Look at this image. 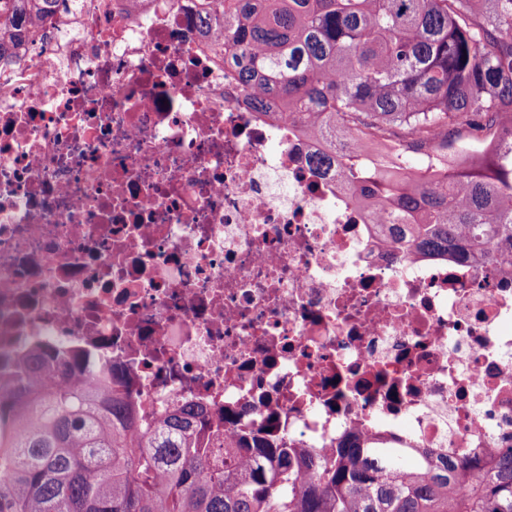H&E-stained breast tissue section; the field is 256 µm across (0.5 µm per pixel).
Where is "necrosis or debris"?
I'll return each mask as SVG.
<instances>
[{
  "mask_svg": "<svg viewBox=\"0 0 512 512\" xmlns=\"http://www.w3.org/2000/svg\"><path fill=\"white\" fill-rule=\"evenodd\" d=\"M188 0H69L0 67V364L45 343L303 452L512 442V267L391 248Z\"/></svg>",
  "mask_w": 512,
  "mask_h": 512,
  "instance_id": "4bbe7bcc",
  "label": "necrosis or debris"
}]
</instances>
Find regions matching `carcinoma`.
I'll return each instance as SVG.
<instances>
[{
	"label": "carcinoma",
	"instance_id": "obj_1",
	"mask_svg": "<svg viewBox=\"0 0 512 512\" xmlns=\"http://www.w3.org/2000/svg\"><path fill=\"white\" fill-rule=\"evenodd\" d=\"M60 2L0 0V16L20 41ZM189 2L246 97H275L315 144L309 165L340 175L396 247L512 265V134L431 179L411 163L463 119L512 114V0ZM363 127L412 136L403 177L354 148ZM483 469L354 436L318 458L253 422L228 438L195 404L148 420L122 370L52 345L0 374V512H512V447Z\"/></svg>",
	"mask_w": 512,
	"mask_h": 512
}]
</instances>
